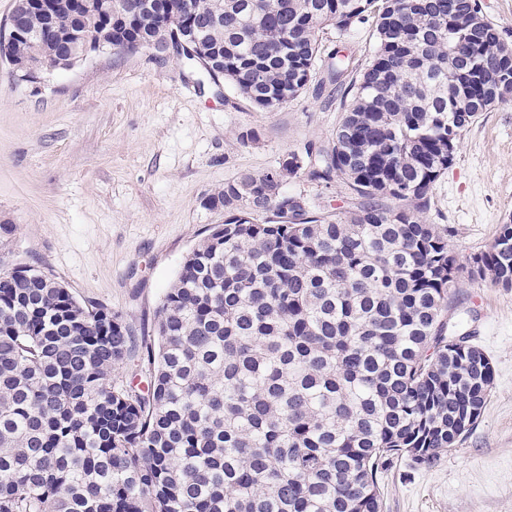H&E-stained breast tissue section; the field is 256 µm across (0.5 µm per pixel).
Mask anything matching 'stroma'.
I'll return each mask as SVG.
<instances>
[{"label": "stroma", "mask_w": 512, "mask_h": 512, "mask_svg": "<svg viewBox=\"0 0 512 512\" xmlns=\"http://www.w3.org/2000/svg\"><path fill=\"white\" fill-rule=\"evenodd\" d=\"M322 43L365 62L377 39L358 25L341 37L326 30ZM343 112L324 61L298 97L267 112L175 57L106 51L36 84L0 59V224L15 227L10 258L118 313L133 354L116 374L144 380L141 352L157 341L166 288L187 252L224 221L203 199L287 153L330 147ZM287 189L320 211L353 207L338 184L304 174ZM430 196L424 218L453 226L460 262L512 224V103L462 132ZM453 300L451 325L492 362L491 394L472 431L436 463L404 459L382 475L384 512H512V288L463 280Z\"/></svg>", "instance_id": "35a3bbf8"}]
</instances>
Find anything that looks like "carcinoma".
Listing matches in <instances>:
<instances>
[{"label":"carcinoma","mask_w":512,"mask_h":512,"mask_svg":"<svg viewBox=\"0 0 512 512\" xmlns=\"http://www.w3.org/2000/svg\"><path fill=\"white\" fill-rule=\"evenodd\" d=\"M68 39L0 33V57L36 70L80 61L70 45L152 50V14L113 22L99 0H29ZM200 27L204 52L244 99L272 112L298 97L319 34L372 23L364 65L339 61L352 97L333 146L246 172L207 197L224 210L185 257L157 311L142 391L112 378L129 328L79 302L41 267L6 254L0 224V512H381L379 478L399 458L433 464L480 418L489 357L448 334L470 265L512 283V224L456 263L452 227L428 224L430 190L463 130L488 111L512 52L477 0H160ZM342 184L355 200L317 213L285 189Z\"/></svg>","instance_id":"obj_1"}]
</instances>
